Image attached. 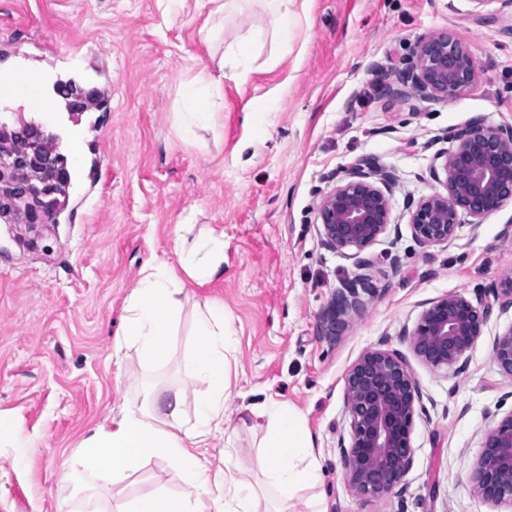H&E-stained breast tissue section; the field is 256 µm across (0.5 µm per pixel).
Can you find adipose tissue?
<instances>
[{
  "label": "adipose tissue",
  "mask_w": 512,
  "mask_h": 512,
  "mask_svg": "<svg viewBox=\"0 0 512 512\" xmlns=\"http://www.w3.org/2000/svg\"><path fill=\"white\" fill-rule=\"evenodd\" d=\"M292 0H272V33L251 28L225 51L219 73L199 71L187 85L185 109L176 115V131L187 142L213 127L223 80H240L249 72L256 47L273 36L280 47L293 37ZM224 273V240L209 236L180 251L176 262H160L142 272L127 300L124 341L139 363L169 361L172 338L180 321L186 282L203 286ZM195 379L202 389L194 401L192 420H185V398L175 384L148 386L141 404L125 405L110 423L97 426L80 450L63 466L64 477L81 473L101 486H119L137 472L147 458L171 461L192 488L191 493L120 495L114 512H288L299 492L315 487L319 459L313 434L301 414L285 402L269 400L240 417L241 427L257 437L258 477L246 480L225 454L220 478H213L204 450L211 439L224 434L229 419L224 402L230 396V357L235 349L232 329L224 320V304L209 300L193 327Z\"/></svg>",
  "instance_id": "ef3b65f1"
}]
</instances>
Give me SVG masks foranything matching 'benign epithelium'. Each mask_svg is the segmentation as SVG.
<instances>
[{
    "label": "benign epithelium",
    "instance_id": "1",
    "mask_svg": "<svg viewBox=\"0 0 512 512\" xmlns=\"http://www.w3.org/2000/svg\"><path fill=\"white\" fill-rule=\"evenodd\" d=\"M398 96L448 101L476 85L479 71L468 46L450 32L426 38L411 65L385 74ZM17 128H0V200L13 205H39L47 196L43 181L46 156L36 146L18 149ZM450 147L434 156L430 174L442 180L445 192L420 198L410 206L409 224L423 248L452 243L461 216L480 224L491 213L512 204V125L492 126L474 121L447 134ZM336 186L320 200L321 245L337 253L353 251L360 269L373 259L362 253L391 226L390 194L396 173L375 157H360L327 176ZM373 296L370 280L358 274L336 291L321 315L325 334L345 326L340 315L363 305L361 294ZM489 308L462 293L427 303L416 326L404 330L415 356L439 369L458 363L482 336ZM493 356L512 377V325L493 341ZM345 408L350 443L342 449L345 479L364 499L393 494L413 463L412 433L422 411V394L405 359L387 349H370L348 368L344 377ZM475 488L485 500L512 505V412L489 429L474 472Z\"/></svg>",
    "mask_w": 512,
    "mask_h": 512
}]
</instances>
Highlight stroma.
<instances>
[{
	"label": "stroma",
	"instance_id": "1",
	"mask_svg": "<svg viewBox=\"0 0 512 512\" xmlns=\"http://www.w3.org/2000/svg\"><path fill=\"white\" fill-rule=\"evenodd\" d=\"M290 9L287 51L265 40L246 78L225 81L214 127L192 144L174 128L184 85L200 69L217 70L242 32L272 31L266 0H242L226 16L174 12L167 0H0V70L36 69L47 92L63 82L105 99L79 115L60 100L44 117L0 99V120L39 118L61 148L74 130L84 143L56 223L38 232L0 223V416L40 442L22 466L0 447V512H83L90 495L111 512L110 489H90L81 474L62 480V465L149 382L183 383L193 411L199 385L185 348L208 299L223 301L236 332L228 415L267 397L294 406L316 441L328 512H512L485 501L472 480L486 432L512 412V377L492 352L512 326V307L486 292L512 275V240L503 236L512 204L428 249L407 213L410 201L441 189L429 168L449 128L512 125V7L493 0L475 14L468 0H293ZM212 25L221 35L208 44L202 29ZM443 31L470 47L475 87L423 102L378 82L377 71L404 68L420 42ZM363 156L396 171L390 206L399 231L369 249L379 258L368 270L375 297L328 336L320 314L358 268L322 246L317 208L333 188L327 174ZM207 235L224 239V274L188 285L176 353L146 370L133 350L116 347L126 300L145 268L175 261L179 247ZM451 293L482 300L490 313L464 359L433 369L402 330L425 303ZM379 346L406 360L424 410L403 484L388 498L362 499L341 462L350 433L343 376ZM123 488L186 485L154 456Z\"/></svg>",
	"mask_w": 512,
	"mask_h": 512
}]
</instances>
